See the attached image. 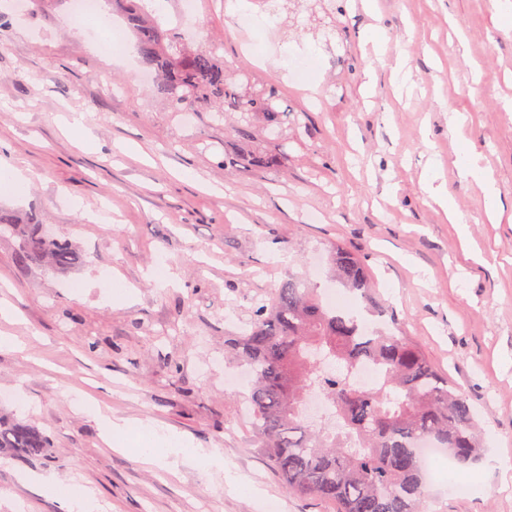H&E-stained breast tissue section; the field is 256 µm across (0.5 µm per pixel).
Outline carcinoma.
Segmentation results:
<instances>
[{"label":"carcinoma","mask_w":512,"mask_h":512,"mask_svg":"<svg viewBox=\"0 0 512 512\" xmlns=\"http://www.w3.org/2000/svg\"><path fill=\"white\" fill-rule=\"evenodd\" d=\"M137 37L145 71L154 74L155 94L172 112H198L204 105L219 117L238 112L234 156L224 165L277 169L287 157L256 144L261 126L275 135L288 123V105L272 84L243 78L210 47L192 48L180 26L147 14L136 0H109ZM0 236L16 239L15 260H41L64 272L79 257L45 225L0 211ZM336 282L378 314L368 269L342 245L329 253ZM233 350L251 371L247 398L262 449L286 489L336 505L337 512H422L426 472L418 443L445 448L457 466L476 462L482 431L465 392L442 378L421 346L400 323L371 327L355 311L330 309L308 278L288 274L250 319L233 333ZM371 363L381 374L374 387L352 380ZM328 392L340 418L339 431L309 425L302 416L306 394ZM50 438L40 429L0 412V452L49 459Z\"/></svg>","instance_id":"carcinoma-1"}]
</instances>
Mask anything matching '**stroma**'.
<instances>
[{
  "label": "stroma",
  "mask_w": 512,
  "mask_h": 512,
  "mask_svg": "<svg viewBox=\"0 0 512 512\" xmlns=\"http://www.w3.org/2000/svg\"><path fill=\"white\" fill-rule=\"evenodd\" d=\"M250 2L192 0L182 26V0H165L157 16L279 88L288 133L259 137L287 156L276 171L226 167L232 118L168 111L136 60L114 63L72 25L71 0H30L0 23V156L35 174L0 209L36 215L80 255L61 274L18 265L0 239V301L17 313L0 318L15 341L0 348V410L46 432L53 457L0 454V512H60L24 473L76 481L104 512H334L287 491L259 450L248 385L225 384L240 367L224 336L285 273L332 287L339 243L467 394L487 452L512 450V28L496 0H310L264 27L265 0ZM452 110L469 117L457 132ZM73 115L93 145L66 132ZM469 150L496 181L502 223L459 174ZM433 172L461 224L423 191ZM81 401L220 449L224 468L149 464L134 442L113 450ZM456 474L474 493L428 484V512H512V478L480 462Z\"/></svg>",
  "instance_id": "1"
}]
</instances>
